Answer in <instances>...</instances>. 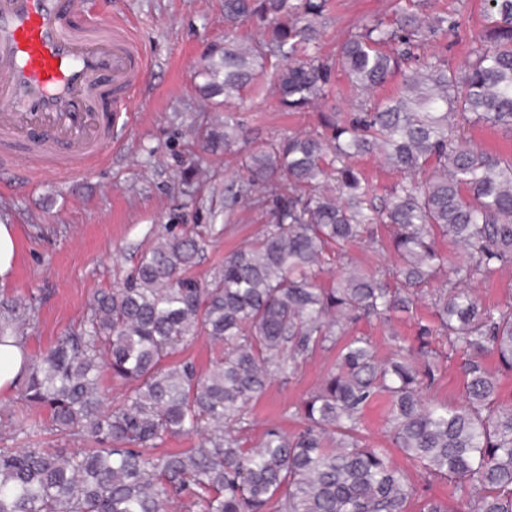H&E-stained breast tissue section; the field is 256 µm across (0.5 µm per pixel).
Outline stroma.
Here are the masks:
<instances>
[{
    "mask_svg": "<svg viewBox=\"0 0 512 512\" xmlns=\"http://www.w3.org/2000/svg\"><path fill=\"white\" fill-rule=\"evenodd\" d=\"M430 2L438 11H459L466 21L462 38L447 51L449 64L459 65L482 32L485 0ZM330 3L320 41L325 55L359 25L388 15L390 0ZM90 6L92 12L109 8L123 18L150 67L131 98L128 121L110 156L64 178L17 177L0 183V223L15 225L19 248L12 278L0 284V302H34L27 345L32 354L78 327L93 292L119 286L161 225L208 228L205 249L191 270L199 280L209 278L229 252L245 246L257 228L254 214L224 217V186L243 174L238 156H205L212 180L184 182L192 151L187 126L213 113L195 89V68L207 46L224 35V0H90ZM317 114L314 108L283 112L269 92L249 95L239 110L251 139L311 129ZM334 362V354L319 353L295 374L274 377L248 408V445L260 440L270 422L294 431V405ZM408 476L416 489L412 512L429 499L447 502L450 512H465L469 487L413 470Z\"/></svg>",
    "mask_w": 512,
    "mask_h": 512,
    "instance_id": "stroma-1",
    "label": "stroma"
}]
</instances>
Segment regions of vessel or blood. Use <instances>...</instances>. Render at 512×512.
<instances>
[{
	"label": "vessel or blood",
	"mask_w": 512,
	"mask_h": 512,
	"mask_svg": "<svg viewBox=\"0 0 512 512\" xmlns=\"http://www.w3.org/2000/svg\"><path fill=\"white\" fill-rule=\"evenodd\" d=\"M89 0H0V174L50 177L111 153L149 68Z\"/></svg>",
	"instance_id": "vessel-or-blood-1"
}]
</instances>
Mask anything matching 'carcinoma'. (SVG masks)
<instances>
[{"label": "carcinoma", "mask_w": 512, "mask_h": 512, "mask_svg": "<svg viewBox=\"0 0 512 512\" xmlns=\"http://www.w3.org/2000/svg\"><path fill=\"white\" fill-rule=\"evenodd\" d=\"M426 6L396 0L391 17L324 56L329 0H224L228 34L197 66L199 94L224 105L195 130L205 152L240 151L235 110L255 90L286 112L347 91L354 112L332 106L310 131L248 143L224 213L248 208L261 225L209 280L189 274L201 235L168 227L121 287L95 291L79 328L27 357L21 399L47 422L7 426L48 425L91 447L80 456L0 448V512H409L414 486L362 435L363 411L379 397L410 467L470 487L467 512H512V404L499 399V371L512 372V304L469 290L512 268V152L487 153L471 138L476 126L512 133V0H486L483 34L455 67L445 50L461 15ZM249 24L254 36L231 35ZM397 76L395 91L377 97ZM365 155L398 176L381 194L356 165ZM448 240L453 259L439 248ZM361 244L372 270L350 256ZM434 280L432 317L416 319L415 343L382 357L352 331L414 315ZM32 312L25 301L0 306V344L26 347ZM201 333L224 348L205 373L173 360ZM438 336L461 356L456 405L425 399L440 372ZM333 351L334 366L294 406L299 429L271 424L246 446L250 402L275 376ZM105 372L126 387L114 405L104 403ZM193 435L191 448L154 452Z\"/></svg>", "instance_id": "1"}]
</instances>
